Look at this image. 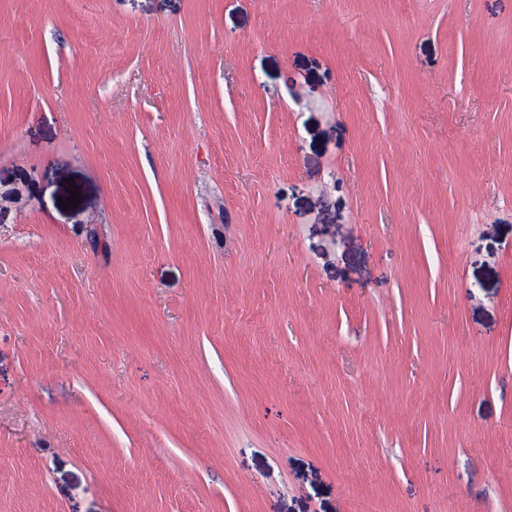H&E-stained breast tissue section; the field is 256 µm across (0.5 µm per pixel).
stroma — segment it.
I'll use <instances>...</instances> for the list:
<instances>
[{
    "mask_svg": "<svg viewBox=\"0 0 512 512\" xmlns=\"http://www.w3.org/2000/svg\"><path fill=\"white\" fill-rule=\"evenodd\" d=\"M0 512H512V0H0Z\"/></svg>",
    "mask_w": 512,
    "mask_h": 512,
    "instance_id": "1",
    "label": "stroma"
}]
</instances>
